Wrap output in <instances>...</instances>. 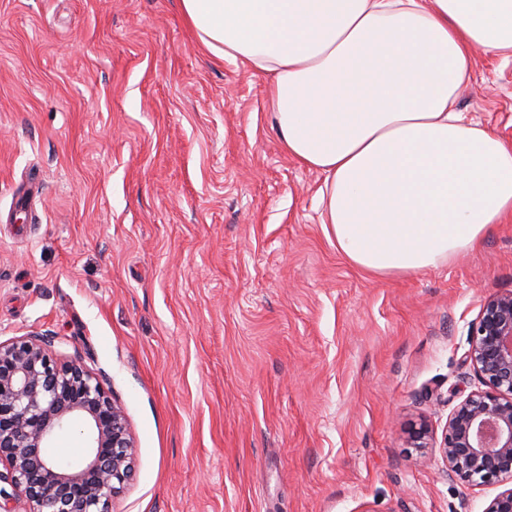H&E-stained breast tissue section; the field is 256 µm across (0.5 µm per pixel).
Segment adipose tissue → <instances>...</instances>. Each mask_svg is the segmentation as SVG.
<instances>
[{
  "label": "adipose tissue",
  "instance_id": "adipose-tissue-1",
  "mask_svg": "<svg viewBox=\"0 0 512 512\" xmlns=\"http://www.w3.org/2000/svg\"><path fill=\"white\" fill-rule=\"evenodd\" d=\"M213 56L269 77L284 150L325 178L354 266L440 268L512 219V145L456 109L474 49L512 55V0H180Z\"/></svg>",
  "mask_w": 512,
  "mask_h": 512
}]
</instances>
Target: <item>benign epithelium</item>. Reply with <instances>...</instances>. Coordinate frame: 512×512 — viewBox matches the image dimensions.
<instances>
[{
	"instance_id": "7a95c632",
	"label": "benign epithelium",
	"mask_w": 512,
	"mask_h": 512,
	"mask_svg": "<svg viewBox=\"0 0 512 512\" xmlns=\"http://www.w3.org/2000/svg\"><path fill=\"white\" fill-rule=\"evenodd\" d=\"M468 358L482 388L448 417L441 440L424 421L408 430L410 448H429L448 479L470 486L512 481V292L488 297L471 327ZM56 334L31 332L0 341V512H107L131 480L135 444L124 409L79 361L55 354ZM83 424L87 451L60 466L43 448ZM484 512H512V487Z\"/></svg>"
}]
</instances>
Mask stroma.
Wrapping results in <instances>:
<instances>
[{"instance_id":"1","label":"stroma","mask_w":512,"mask_h":512,"mask_svg":"<svg viewBox=\"0 0 512 512\" xmlns=\"http://www.w3.org/2000/svg\"><path fill=\"white\" fill-rule=\"evenodd\" d=\"M473 59L458 108L512 141V57ZM267 84L179 0H0V341L54 331L123 405L109 512H484L498 486L405 437L481 386L512 222L439 269L355 268Z\"/></svg>"}]
</instances>
